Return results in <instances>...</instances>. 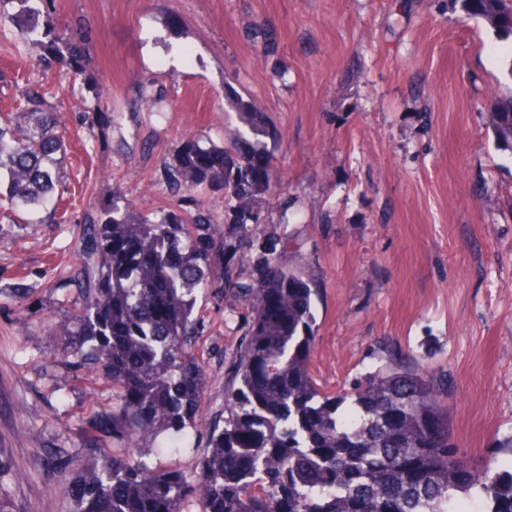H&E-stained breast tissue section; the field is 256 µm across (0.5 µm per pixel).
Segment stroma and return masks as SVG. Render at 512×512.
<instances>
[{"instance_id":"1","label":"stroma","mask_w":512,"mask_h":512,"mask_svg":"<svg viewBox=\"0 0 512 512\" xmlns=\"http://www.w3.org/2000/svg\"><path fill=\"white\" fill-rule=\"evenodd\" d=\"M57 34L85 33L83 73L0 20V111L29 82L57 88L68 221L0 211V451L10 512H71L57 493L90 463L89 413L112 386L57 349L82 220L112 200L141 213L209 209L171 191L164 166L190 136L220 141L252 101L281 138L255 236L285 242L312 278L310 370L335 392L391 346L451 384V435L482 464L512 436V153L488 103L512 90V43L451 0H53ZM29 294L18 301L13 289ZM211 419L245 339L241 315L199 300Z\"/></svg>"}]
</instances>
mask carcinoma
<instances>
[{
  "instance_id": "1",
  "label": "carcinoma",
  "mask_w": 512,
  "mask_h": 512,
  "mask_svg": "<svg viewBox=\"0 0 512 512\" xmlns=\"http://www.w3.org/2000/svg\"><path fill=\"white\" fill-rule=\"evenodd\" d=\"M47 0H0L6 17L36 47L67 58L80 74L81 32L58 38L41 20ZM498 37L512 40V0H461ZM52 87L21 90L16 112L0 113V208L47 210L63 181V115ZM240 125L223 143L190 137L167 183L192 192H224L231 217L167 209L149 217L120 195L86 215L83 265L71 323L59 355L93 379L112 384V409L86 419L98 441L87 455L104 464L63 485L82 494L72 512H512L511 459L474 467L458 453L448 429V381L408 364L385 347L384 363L344 392L321 391L310 371L315 341L310 281L285 264L277 248L251 232L254 197L273 179L262 112L240 96L230 100ZM490 126L499 147L512 151V92L494 98ZM261 250L259 273L244 265ZM212 294L245 310V341L224 388V420L207 418L206 374L195 352L198 299ZM205 430L208 446L191 478L172 463L151 466L145 449ZM112 442L106 452L101 442ZM9 468L0 456V512H8Z\"/></svg>"
}]
</instances>
